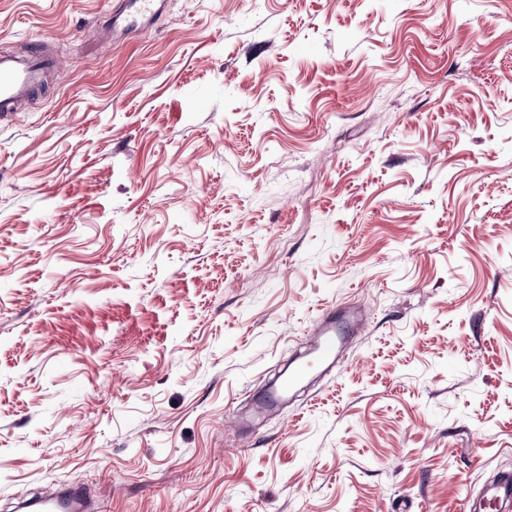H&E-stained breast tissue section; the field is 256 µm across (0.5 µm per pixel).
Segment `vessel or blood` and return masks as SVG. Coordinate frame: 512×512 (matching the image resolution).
<instances>
[{
	"instance_id": "vessel-or-blood-1",
	"label": "vessel or blood",
	"mask_w": 512,
	"mask_h": 512,
	"mask_svg": "<svg viewBox=\"0 0 512 512\" xmlns=\"http://www.w3.org/2000/svg\"><path fill=\"white\" fill-rule=\"evenodd\" d=\"M163 8L164 0H114L109 22L113 43L148 30ZM61 65L47 36L31 39L18 53L0 48V121L13 116L39 93ZM365 320L361 311L347 307L330 309L312 328V344L306 358L265 391L264 403L280 402L312 372L341 359L351 336L359 333ZM89 507V499L81 487L64 485L52 494L27 501L23 509L24 512H88Z\"/></svg>"
}]
</instances>
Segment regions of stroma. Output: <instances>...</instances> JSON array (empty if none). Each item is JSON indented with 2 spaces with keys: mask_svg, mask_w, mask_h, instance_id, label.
I'll return each mask as SVG.
<instances>
[{
  "mask_svg": "<svg viewBox=\"0 0 512 512\" xmlns=\"http://www.w3.org/2000/svg\"><path fill=\"white\" fill-rule=\"evenodd\" d=\"M0 0V512H459L512 473V0ZM347 356L257 417L333 305ZM164 0H118L112 4L108 34L112 43L123 42L127 37L144 32L161 15ZM51 37H36L20 53L0 48V121L11 117L39 93L61 68ZM89 499L79 486L64 485L56 492L39 499L28 500L20 511L25 512H86Z\"/></svg>",
  "mask_w": 512,
  "mask_h": 512,
  "instance_id": "obj_1",
  "label": "stroma"
}]
</instances>
